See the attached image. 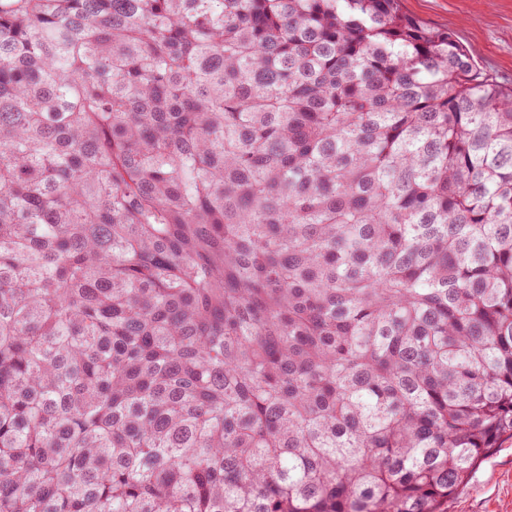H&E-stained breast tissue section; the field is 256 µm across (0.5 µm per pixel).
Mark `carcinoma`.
<instances>
[{
  "mask_svg": "<svg viewBox=\"0 0 512 512\" xmlns=\"http://www.w3.org/2000/svg\"><path fill=\"white\" fill-rule=\"evenodd\" d=\"M512 436V88L399 0H0V512H443Z\"/></svg>",
  "mask_w": 512,
  "mask_h": 512,
  "instance_id": "obj_1",
  "label": "carcinoma"
}]
</instances>
